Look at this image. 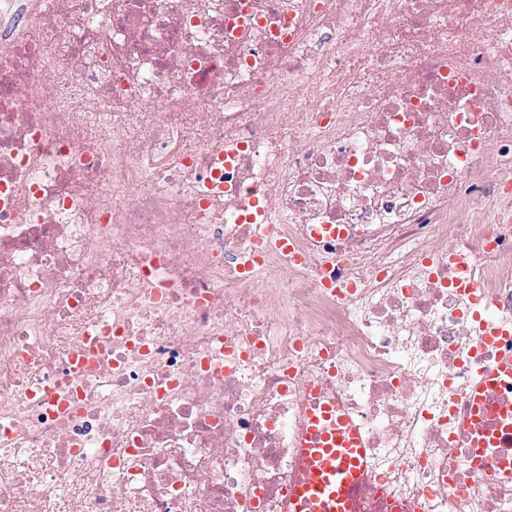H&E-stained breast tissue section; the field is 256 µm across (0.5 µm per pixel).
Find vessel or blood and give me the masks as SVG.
<instances>
[{
  "label": "vessel or blood",
  "mask_w": 512,
  "mask_h": 512,
  "mask_svg": "<svg viewBox=\"0 0 512 512\" xmlns=\"http://www.w3.org/2000/svg\"><path fill=\"white\" fill-rule=\"evenodd\" d=\"M512 356L482 374L466 400L469 410L459 431L469 470L497 481H512ZM298 472L284 512H355L369 488V462L359 431L341 406L319 404L308 415L298 450Z\"/></svg>",
  "instance_id": "1"
}]
</instances>
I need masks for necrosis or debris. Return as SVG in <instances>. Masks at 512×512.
Here are the masks:
<instances>
[{
    "instance_id": "necrosis-or-debris-1",
    "label": "necrosis or debris",
    "mask_w": 512,
    "mask_h": 512,
    "mask_svg": "<svg viewBox=\"0 0 512 512\" xmlns=\"http://www.w3.org/2000/svg\"><path fill=\"white\" fill-rule=\"evenodd\" d=\"M501 336L512 0H0V512H284L331 399L360 512H512ZM512 386V356H503L482 374L466 400L469 410L459 431L465 441L462 459L474 473L512 481V401L495 395Z\"/></svg>"
}]
</instances>
